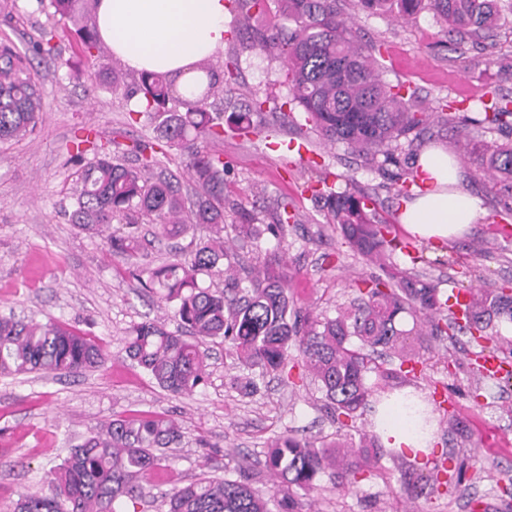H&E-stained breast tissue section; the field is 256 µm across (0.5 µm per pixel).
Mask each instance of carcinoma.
<instances>
[{"instance_id": "obj_1", "label": "carcinoma", "mask_w": 512, "mask_h": 512, "mask_svg": "<svg viewBox=\"0 0 512 512\" xmlns=\"http://www.w3.org/2000/svg\"><path fill=\"white\" fill-rule=\"evenodd\" d=\"M98 0H39L48 15L64 23L77 41L81 57L95 62L105 48L88 15ZM236 23L253 33L256 44L282 59L283 84L297 104L305 125L330 143L340 142L363 157L382 155L395 162L393 143L421 133L431 115L415 109V91L391 85L382 77L372 48L358 42L336 9V0H278V14L266 21L267 0H229ZM428 3L448 32H479L496 26L499 0H358L365 11L396 10L402 18ZM238 64L224 63L217 74L209 60L188 67L197 73L184 97L163 73L140 71L129 79L101 65L94 77L110 93L139 97L130 110L135 121L153 127L150 140L121 144L102 141L94 129L82 131L67 149L78 166L77 187L68 217L78 229L107 234L109 249L128 260L144 256L139 226L152 224L154 238L184 239L172 259L133 270L141 286L158 295L185 328L174 333L157 320H145L126 332L125 354L157 385L174 395H191L206 381L207 343L222 339L228 352L260 376L284 370L288 359L318 382L325 407L350 429L369 405L374 382L396 377L376 363L378 350L393 351L400 365L415 372L414 359L397 352L405 336H487L496 322L512 323V294L498 288L486 295L473 288V305L460 323L443 315L433 281L393 265L399 243L390 224L369 208L370 198L354 191H335L327 178L310 185L312 198L328 223L356 253L384 271L356 281L349 305L330 317L313 309L297 310L288 296L287 261L271 254L242 278L237 249L260 248L270 238L288 237L291 216L275 224H237L233 238L224 236V203L228 202L224 160L207 144L224 137L229 127L261 137L265 127L253 120L268 99L254 94L242 110L235 107ZM40 76L30 55L9 40H0V143L34 133L41 112ZM471 122L489 133L512 132V99L481 102ZM490 191L512 199V144L469 146ZM175 150L185 163L187 182L163 167L159 155ZM198 224L210 227L207 238L189 236ZM108 353L94 337L57 321L38 323L0 313V377L33 372L66 375L103 365ZM180 424L162 416L133 413L103 423L47 474L48 492L20 495L15 512H117L115 504L143 501L142 481L180 445ZM265 470L270 495H257L243 474L234 480L201 479L174 488L168 512H302L300 493L315 488L317 477L340 465L347 487H353L358 464L380 453L378 439L346 432L324 438L280 435L268 444Z\"/></svg>"}]
</instances>
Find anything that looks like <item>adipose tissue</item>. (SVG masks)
I'll list each match as a JSON object with an SVG mask.
<instances>
[{
  "label": "adipose tissue",
  "instance_id": "1",
  "mask_svg": "<svg viewBox=\"0 0 512 512\" xmlns=\"http://www.w3.org/2000/svg\"><path fill=\"white\" fill-rule=\"evenodd\" d=\"M229 14L227 0H98L95 23L115 58L174 75L184 92L187 67L223 48ZM416 165L427 191L404 206L400 222L411 236L446 245L483 217L482 203L458 189V166L444 148L424 149ZM411 400L406 392L378 396L373 426L384 447L415 456L429 453L435 428L421 425Z\"/></svg>",
  "mask_w": 512,
  "mask_h": 512
}]
</instances>
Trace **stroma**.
I'll return each instance as SVG.
<instances>
[{"label":"stroma","instance_id":"obj_1","mask_svg":"<svg viewBox=\"0 0 512 512\" xmlns=\"http://www.w3.org/2000/svg\"><path fill=\"white\" fill-rule=\"evenodd\" d=\"M339 6L357 39L373 46L385 79L414 89L419 107L462 116L466 101L512 97V0H501L498 27L479 36L448 34L426 10L400 19L392 12L359 10L356 0H339ZM50 30L55 52L33 60L44 77L39 125L25 140L0 143V312L65 323L99 339L111 357L93 370L0 379V512H13L22 494L46 490L47 472L68 456L72 444L101 423L136 412L173 419L183 428L166 467L144 481L138 512H167L175 487L205 477L235 479L245 470L256 476L255 491L268 494L261 473L271 439L289 430L332 438L339 426L317 384L299 366L289 376L266 379L258 395L246 397L236 383L243 374L239 362L219 341L210 346L205 385L178 396L163 391L127 358L124 338L133 324L157 319L174 331L178 323L156 296L142 290L123 257L70 224L64 208L75 168L67 162V147L86 127L108 139L122 133L127 142L150 138L152 130L131 121L133 101L67 78L64 62L73 59L76 47L37 0H16L11 16L0 14V39L23 51ZM232 56L239 62L238 105L255 93L284 94L282 66L273 56L250 48L248 39L230 37L217 58ZM261 118L273 146L229 131L210 146L223 158L233 189L226 221L272 224L280 212L292 214L295 225L284 244L289 297L295 307L335 315L353 298L352 281L376 268L344 244L314 206L305 186L315 172L292 163L287 144L305 140L337 189L369 195L372 208L393 222L402 240L407 234L397 220L405 200L395 187L406 167L366 161L272 109ZM428 145L443 146L456 158L460 188L481 199L486 215L467 236L442 248L415 242L422 262L411 263L399 253L395 263L433 280L446 296L471 285L512 288V243L489 230L493 224L512 225V215L498 196L487 193L446 127L430 124L398 155ZM405 348L419 361L415 375L374 390L409 388L427 405L436 423L427 459L383 453L348 491L340 487L339 470L327 471L302 512H483L487 506L512 512V383L480 376L475 365L480 347L465 335L411 336Z\"/></svg>","mask_w":512,"mask_h":512}]
</instances>
